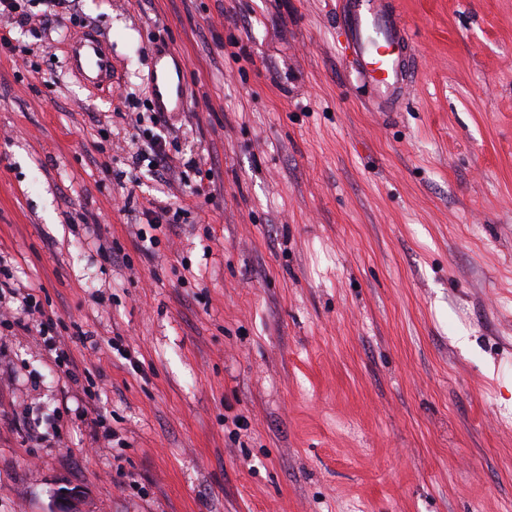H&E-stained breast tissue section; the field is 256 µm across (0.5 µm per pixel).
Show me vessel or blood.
Masks as SVG:
<instances>
[{
	"instance_id": "1",
	"label": "vessel or blood",
	"mask_w": 512,
	"mask_h": 512,
	"mask_svg": "<svg viewBox=\"0 0 512 512\" xmlns=\"http://www.w3.org/2000/svg\"><path fill=\"white\" fill-rule=\"evenodd\" d=\"M337 27L344 37L343 53L359 82L369 87L383 117L403 100L413 67L408 26L394 0H342ZM69 64L89 86L112 80V51L102 35L90 33L70 45ZM185 62L172 49H160L148 78L154 111L162 115L186 111Z\"/></svg>"
}]
</instances>
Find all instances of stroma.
<instances>
[{
  "label": "stroma",
  "instance_id": "35a3bbf8",
  "mask_svg": "<svg viewBox=\"0 0 512 512\" xmlns=\"http://www.w3.org/2000/svg\"><path fill=\"white\" fill-rule=\"evenodd\" d=\"M396 2L387 120L339 0H65L110 41L96 92L43 0L15 27L0 279L54 325L0 331V512H512V0ZM161 47L191 108L156 178L130 114ZM156 197L187 215L147 255Z\"/></svg>",
  "mask_w": 512,
  "mask_h": 512
}]
</instances>
